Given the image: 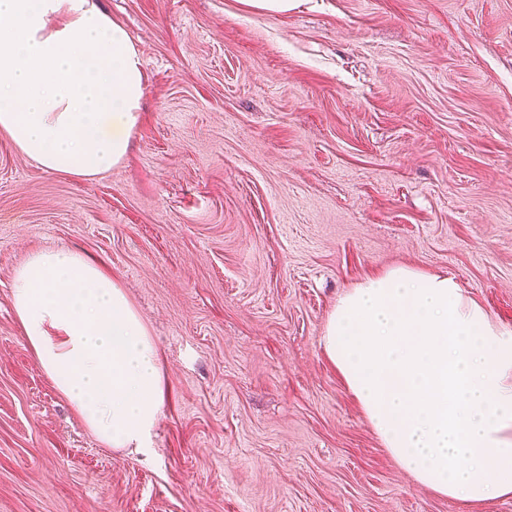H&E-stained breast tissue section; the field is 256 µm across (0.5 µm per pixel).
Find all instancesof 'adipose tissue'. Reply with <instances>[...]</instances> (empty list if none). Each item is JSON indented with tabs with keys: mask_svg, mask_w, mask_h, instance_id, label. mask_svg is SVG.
<instances>
[{
	"mask_svg": "<svg viewBox=\"0 0 512 512\" xmlns=\"http://www.w3.org/2000/svg\"><path fill=\"white\" fill-rule=\"evenodd\" d=\"M0 132L43 170L91 180L140 121L141 54L98 0H0ZM26 343L88 430L146 449L164 403L159 350L101 265L60 248L12 278ZM323 350L390 455L465 502L512 496V328L454 277L393 267L346 290Z\"/></svg>",
	"mask_w": 512,
	"mask_h": 512,
	"instance_id": "ef3b65f1",
	"label": "adipose tissue"
}]
</instances>
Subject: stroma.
<instances>
[{"instance_id": "1", "label": "stroma", "mask_w": 512, "mask_h": 512, "mask_svg": "<svg viewBox=\"0 0 512 512\" xmlns=\"http://www.w3.org/2000/svg\"><path fill=\"white\" fill-rule=\"evenodd\" d=\"M142 121L90 181L0 133V512H512L419 485L326 358L375 272L454 276L512 326V0H101ZM117 275L162 355L147 452L101 444L11 304L33 253Z\"/></svg>"}]
</instances>
